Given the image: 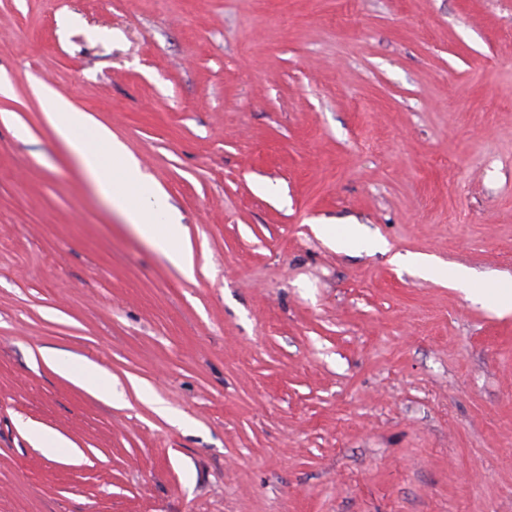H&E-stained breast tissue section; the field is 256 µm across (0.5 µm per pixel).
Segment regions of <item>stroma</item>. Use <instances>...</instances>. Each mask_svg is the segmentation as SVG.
<instances>
[{"label": "stroma", "instance_id": "35a3bbf8", "mask_svg": "<svg viewBox=\"0 0 512 512\" xmlns=\"http://www.w3.org/2000/svg\"><path fill=\"white\" fill-rule=\"evenodd\" d=\"M40 84L165 192L193 277ZM408 253L512 277V0H0V512H512V315ZM45 116L56 136L81 160L99 190L136 231L186 277L195 268L187 231L170 217L160 187L143 173L137 159L112 130L88 112L42 85ZM318 232L321 238L338 250H358L384 252L387 243L379 237L366 235L359 225H350L341 236H336V227L332 224H320ZM53 361L59 373L86 392L111 404L122 401L112 387V376L98 364L67 355H56ZM27 433L35 448H40L47 458L58 457L62 453V448H73L66 438L53 431L29 426Z\"/></svg>", "mask_w": 512, "mask_h": 512}]
</instances>
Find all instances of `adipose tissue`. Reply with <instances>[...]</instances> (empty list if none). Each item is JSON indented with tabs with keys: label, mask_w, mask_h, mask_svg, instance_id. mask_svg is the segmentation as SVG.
I'll return each mask as SVG.
<instances>
[{
	"label": "adipose tissue",
	"mask_w": 512,
	"mask_h": 512,
	"mask_svg": "<svg viewBox=\"0 0 512 512\" xmlns=\"http://www.w3.org/2000/svg\"><path fill=\"white\" fill-rule=\"evenodd\" d=\"M38 95L46 103L45 116L52 130L80 158L99 190L146 241L186 277H193L194 261L185 227L171 219L163 191L142 172L125 143L108 126L58 96L50 87L41 86ZM318 232L326 243L338 250L375 253L387 248L384 239L366 235L357 225L349 226L340 234L333 225L322 224ZM410 262L432 281L460 289L478 301L493 297L496 313H512V282L478 288L472 275L463 268H441L421 255L411 257ZM54 365L73 384L95 397L110 403L121 401V394L112 386L111 375L98 364L58 355Z\"/></svg>",
	"instance_id": "ef3b65f1"
}]
</instances>
